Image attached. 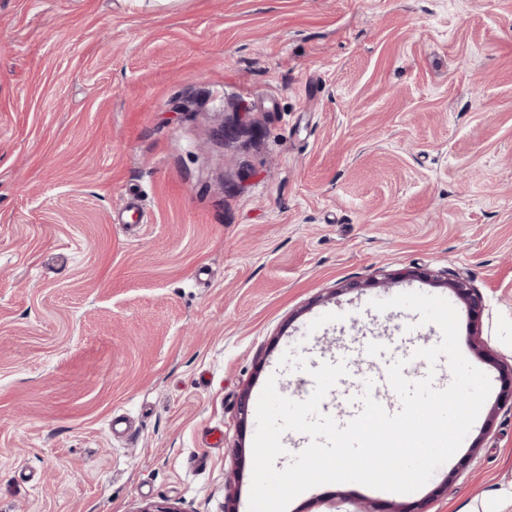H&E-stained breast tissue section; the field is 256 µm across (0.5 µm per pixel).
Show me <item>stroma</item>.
<instances>
[{
	"instance_id": "stroma-1",
	"label": "stroma",
	"mask_w": 512,
	"mask_h": 512,
	"mask_svg": "<svg viewBox=\"0 0 512 512\" xmlns=\"http://www.w3.org/2000/svg\"><path fill=\"white\" fill-rule=\"evenodd\" d=\"M410 292L458 312L475 423L415 492L287 512L512 494V0H0V512H249L241 395L304 400L355 339L438 345L370 305ZM446 284L466 304L473 317L477 318L483 310V297L478 290L467 280L457 276L450 281L447 279Z\"/></svg>"
}]
</instances>
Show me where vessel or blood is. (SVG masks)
Instances as JSON below:
<instances>
[{
  "mask_svg": "<svg viewBox=\"0 0 512 512\" xmlns=\"http://www.w3.org/2000/svg\"><path fill=\"white\" fill-rule=\"evenodd\" d=\"M365 350L380 365L390 366L398 359L409 358L412 354L410 345L403 340L384 342L377 338H369L365 342ZM337 362L346 364L347 373L338 381V387L341 391V402H334L331 399H323L320 410L323 414L331 416L339 426H346L348 422L354 419L363 409L359 397L363 392H370L377 402L387 403L388 413L395 414L401 409L400 402L390 401L389 396L393 391L387 376H379L373 385H366L364 379L360 378L355 368L350 365L349 351H342L336 356Z\"/></svg>",
  "mask_w": 512,
  "mask_h": 512,
  "instance_id": "1",
  "label": "vessel or blood"
}]
</instances>
